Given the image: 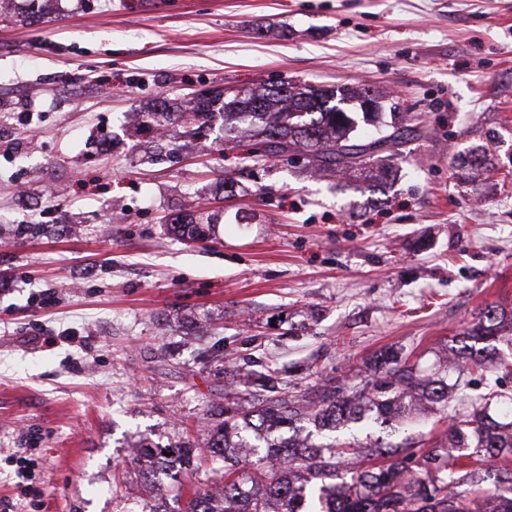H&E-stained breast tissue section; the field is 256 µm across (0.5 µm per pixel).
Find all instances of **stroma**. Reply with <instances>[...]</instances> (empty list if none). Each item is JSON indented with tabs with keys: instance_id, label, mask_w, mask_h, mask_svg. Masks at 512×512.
<instances>
[{
	"instance_id": "stroma-1",
	"label": "stroma",
	"mask_w": 512,
	"mask_h": 512,
	"mask_svg": "<svg viewBox=\"0 0 512 512\" xmlns=\"http://www.w3.org/2000/svg\"><path fill=\"white\" fill-rule=\"evenodd\" d=\"M0 21V512H147L133 446L203 445L235 372L297 395L372 378L390 350L457 382L450 408L512 376L448 365L484 309L512 312V0H17ZM284 81L369 88L424 129L353 175L224 148L135 112ZM485 146L492 172L451 166ZM234 179L225 194V179ZM209 214L208 239L165 216ZM223 346L224 359L204 348ZM35 477L19 487L12 449Z\"/></svg>"
}]
</instances>
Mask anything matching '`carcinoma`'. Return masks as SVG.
Masks as SVG:
<instances>
[{"label": "carcinoma", "instance_id": "1", "mask_svg": "<svg viewBox=\"0 0 512 512\" xmlns=\"http://www.w3.org/2000/svg\"><path fill=\"white\" fill-rule=\"evenodd\" d=\"M360 101L363 118L381 115L380 95L367 88L336 89L283 82L256 87L240 96L198 95L188 108L170 111L161 100L142 123L175 122L181 137L224 108V141L242 146V125L262 137L267 155H307L315 170L350 172L379 184L388 170L377 156L420 137L407 120L380 124L372 139L354 138L355 119L343 108ZM484 154L454 159L460 177L487 168ZM505 340L509 356L497 348ZM451 352L465 370L495 367L512 374V316L495 307L458 334ZM378 367L384 377L364 384L326 381L297 397L279 386L278 372H254L242 389L224 394L203 448L176 444L165 450L142 447L139 456L166 458L190 479L173 487L177 512H512V424L509 432L484 412L452 416L444 441L421 447L409 435L400 443L378 438L371 444L336 440L315 443L313 432H335L351 424L394 429L414 407L448 408L445 377L424 375L416 363L394 355ZM169 456H164V453ZM223 460L224 466L213 464ZM493 480V487L482 483Z\"/></svg>", "mask_w": 512, "mask_h": 512}]
</instances>
